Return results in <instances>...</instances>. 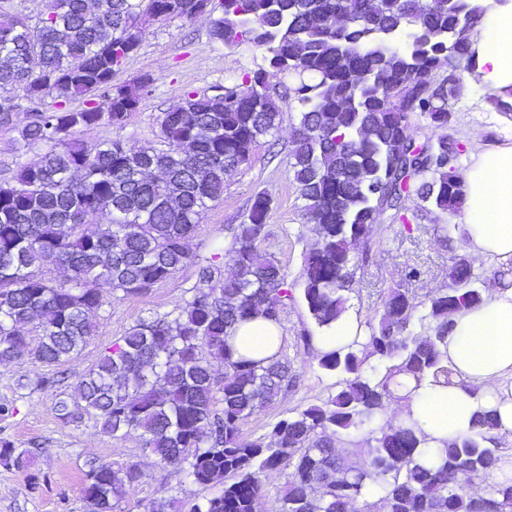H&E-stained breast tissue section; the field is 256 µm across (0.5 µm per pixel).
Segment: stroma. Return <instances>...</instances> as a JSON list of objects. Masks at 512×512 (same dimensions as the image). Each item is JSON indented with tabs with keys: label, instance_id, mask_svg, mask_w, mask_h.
Masks as SVG:
<instances>
[{
	"label": "stroma",
	"instance_id": "obj_1",
	"mask_svg": "<svg viewBox=\"0 0 512 512\" xmlns=\"http://www.w3.org/2000/svg\"><path fill=\"white\" fill-rule=\"evenodd\" d=\"M213 16L209 10L190 21L174 18L150 25L139 49L114 77L115 83L125 84L151 76L140 109L123 129L99 125L83 130L81 139L93 145L118 137L134 149L156 144L163 113L178 105L186 93H214L216 88L239 83L245 73L265 66L261 50L245 46L231 50L216 43L210 35ZM465 88L453 108L449 134L464 145L475 138L491 144L500 141L506 126L498 113L487 108L474 83H466ZM280 110L277 129L258 140L249 161L226 181L223 198L203 214L188 242L190 263L146 295L110 297L97 318L94 335L68 362L48 366L29 357L0 363V403L15 408L13 415H0V441L35 451L29 469L0 465V512H88L81 487L91 459L116 470L132 463L139 465L143 477L127 487L121 503L123 512H149L151 503L161 499L170 501L169 512H183L187 504L211 495V488L183 477L175 467H160L144 450L138 433L112 437L87 414L65 424L58 420L55 406L74 399L79 378L130 327L173 312L191 298L199 265L208 263L216 249L227 245L231 226L246 218L256 194H266L271 200L266 218L268 236L262 248L283 269L289 287L300 290L304 246L312 229L290 166L301 107L289 99L281 102ZM31 119V112L23 108L14 113L10 124L0 125V181L11 179L20 163L36 157V150L23 149L18 143L20 129ZM369 239L370 251L356 272L355 291L348 302L359 320L373 315L391 289H404L420 300L448 288V266L454 256L468 259L484 289L494 285L498 265L473 257L462 212L430 210L409 230L400 224L377 223ZM412 267L420 269L419 279H407ZM280 326L282 353L292 361L299 382L242 423V435L249 440L262 438L291 411L320 403L336 391L335 373L321 368L315 352L304 350L298 341L303 330L314 327L302 300L288 303ZM44 377L54 378V385L37 388V380ZM35 474L42 478L36 486L31 483Z\"/></svg>",
	"mask_w": 512,
	"mask_h": 512
}]
</instances>
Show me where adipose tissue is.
Listing matches in <instances>:
<instances>
[{
    "label": "adipose tissue",
    "mask_w": 512,
    "mask_h": 512,
    "mask_svg": "<svg viewBox=\"0 0 512 512\" xmlns=\"http://www.w3.org/2000/svg\"><path fill=\"white\" fill-rule=\"evenodd\" d=\"M470 40L476 50L470 80L489 95V108L512 102V0H501L482 17ZM471 163L459 179L471 250L476 257L512 263V131L498 144L473 143ZM281 343L277 324L256 319L239 326V354L272 356ZM452 382H423L406 404L426 435V451L468 433L478 415H494L497 432L512 436V287L494 288L479 307L453 317L448 335Z\"/></svg>",
    "instance_id": "1"
}]
</instances>
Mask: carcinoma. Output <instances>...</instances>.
<instances>
[{"label": "carcinoma", "instance_id": "1", "mask_svg": "<svg viewBox=\"0 0 512 512\" xmlns=\"http://www.w3.org/2000/svg\"><path fill=\"white\" fill-rule=\"evenodd\" d=\"M47 0L37 21L0 5V124L22 104L34 111L19 131L40 146L0 182V363L28 355L48 366L65 363L93 335L105 295L142 296L191 259L186 241L224 182L250 159L259 138L278 125L279 101L301 105L291 152L294 180L308 221L301 297L317 330L346 310L357 246L371 226L411 225L434 207L462 204L454 162L461 143L450 134L422 144L407 123L423 112L436 128L451 123L448 102L464 84L436 71L450 53L471 60L470 32L485 13L480 0L421 2L419 39L403 52L387 39L409 27L410 0H223L212 39L229 48L247 42L267 53L268 67L244 75L224 92L184 95L163 114L160 146L130 150L112 140L93 146L75 137L98 125L121 129L140 108L150 78L115 85L113 78L145 35V17L192 20L202 0ZM347 17L344 39L316 19ZM284 79L283 93L270 79ZM54 103H45L46 97ZM97 96L80 109L70 100ZM421 201L409 211L406 201ZM271 201L257 194L247 221L231 228L233 278L198 268V285L177 314L131 327L77 383L73 403L56 406L71 422L94 415L103 431H139L161 466L179 464L193 482L216 491L185 512H256L265 479L289 472L276 512H512V480L489 482L509 449L493 434L489 414L479 430L457 438L426 465L417 424L399 421L390 405L397 391L430 378L450 382L451 316L478 307L470 264L455 258L451 285L417 302L391 289L365 321V336L317 351L336 373V394L277 421L248 441L240 425L294 385L291 361L276 353L256 361L237 353V326L256 318L278 323L294 300L281 267L261 249ZM101 213L107 223L90 226ZM51 260L68 272L52 284L36 274ZM37 322V337L21 328ZM224 363L222 398L215 396L211 361ZM344 443L346 447L336 448ZM31 450L0 444V464L28 468ZM141 473L107 463L86 473L90 512H120L125 488Z\"/></svg>", "mask_w": 512, "mask_h": 512}]
</instances>
